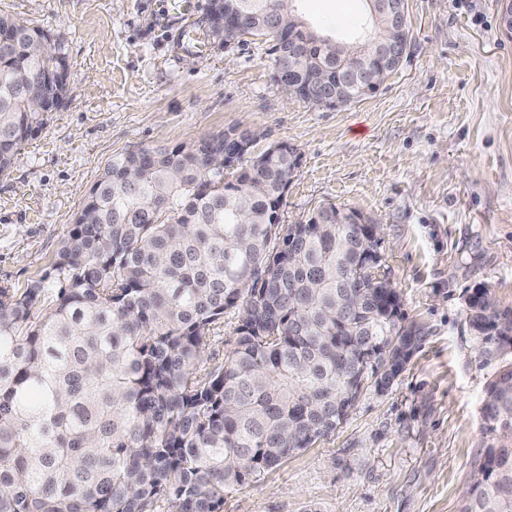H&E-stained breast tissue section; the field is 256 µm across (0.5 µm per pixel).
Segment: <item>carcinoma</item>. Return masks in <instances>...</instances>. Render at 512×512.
<instances>
[{"mask_svg": "<svg viewBox=\"0 0 512 512\" xmlns=\"http://www.w3.org/2000/svg\"><path fill=\"white\" fill-rule=\"evenodd\" d=\"M272 34L265 0H238ZM313 69L354 70L308 40ZM64 37L0 13V175L45 125L43 92L68 91ZM224 135L112 158L50 269L0 284V512H223L224 494L346 422L367 382L402 373L420 337L389 310L396 289L365 267L354 224H274L296 156L239 164L224 184ZM232 350L204 359L225 311ZM479 354L498 366L461 512H512V328L489 290L468 304Z\"/></svg>", "mask_w": 512, "mask_h": 512, "instance_id": "obj_1", "label": "carcinoma"}]
</instances>
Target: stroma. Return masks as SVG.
Here are the masks:
<instances>
[{
	"label": "stroma",
	"instance_id": "obj_1",
	"mask_svg": "<svg viewBox=\"0 0 512 512\" xmlns=\"http://www.w3.org/2000/svg\"><path fill=\"white\" fill-rule=\"evenodd\" d=\"M505 0H407L410 48L378 91L342 108L286 95L274 40L178 47L159 0H0V11L64 36L69 93L0 175V284L50 266L118 153L192 146L227 130L297 156L281 209L303 224L332 203L380 226L379 271L420 337L383 392L347 422L224 496V512H459L493 436L482 407L494 371L466 328L489 289L512 310V35ZM304 24L350 39L364 0H292Z\"/></svg>",
	"mask_w": 512,
	"mask_h": 512
}]
</instances>
